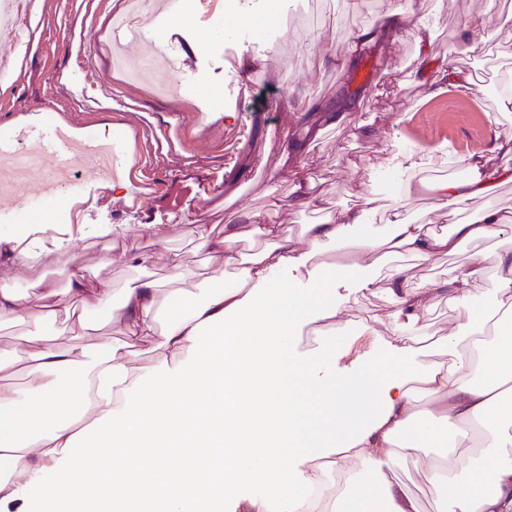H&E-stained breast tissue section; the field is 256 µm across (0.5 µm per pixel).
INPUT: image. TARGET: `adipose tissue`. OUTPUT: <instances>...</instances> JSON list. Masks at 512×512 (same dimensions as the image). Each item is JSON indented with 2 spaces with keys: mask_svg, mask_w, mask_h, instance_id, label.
Listing matches in <instances>:
<instances>
[{
  "mask_svg": "<svg viewBox=\"0 0 512 512\" xmlns=\"http://www.w3.org/2000/svg\"><path fill=\"white\" fill-rule=\"evenodd\" d=\"M478 181L441 179L428 189L449 228L434 231L407 209L405 184L390 204L384 235L368 232L363 201L339 219L310 180L291 185L278 208L310 209L323 220L292 237L261 213L228 224L222 235L198 225L209 246L204 288L187 293L179 254L167 252L170 288L144 275L114 287L73 278L82 311L117 321L127 341L56 347L33 354L27 382L0 387V512H422L420 502L385 473L443 449L447 466L428 475L434 512H512V454L502 431L512 426V332L479 325L512 315V250L474 252L457 275L435 288L413 287L404 267L365 279L393 305L382 350L302 356L297 335L309 321L349 309L337 299L344 269L373 258L428 261L512 228V211L488 207L469 219L472 199L512 183V171L485 165ZM264 239L252 257L239 242ZM495 267L493 298L481 316L470 285ZM443 294L464 315L442 346L447 364L417 360L413 337L424 311ZM54 288L30 309L13 283L0 282V321L30 319L32 339L59 311ZM150 345V367L128 363L131 346ZM58 376L56 389L41 386ZM101 396L79 424L73 411L87 385Z\"/></svg>",
  "mask_w": 512,
  "mask_h": 512,
  "instance_id": "ef3b65f1",
  "label": "adipose tissue"
}]
</instances>
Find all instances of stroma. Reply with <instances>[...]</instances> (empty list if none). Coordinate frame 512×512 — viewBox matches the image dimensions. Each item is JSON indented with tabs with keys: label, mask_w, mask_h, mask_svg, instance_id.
I'll return each instance as SVG.
<instances>
[{
	"label": "stroma",
	"mask_w": 512,
	"mask_h": 512,
	"mask_svg": "<svg viewBox=\"0 0 512 512\" xmlns=\"http://www.w3.org/2000/svg\"><path fill=\"white\" fill-rule=\"evenodd\" d=\"M196 2L194 15H160L153 23L173 50L177 86L172 93H160L147 80L130 82L125 71L112 68L109 16L123 11L125 0H36L28 13V45L9 56L0 71V130L39 127L52 119L83 134L111 127L121 146L119 176L131 184L129 199L116 200L111 180L87 174L81 190L91 204L82 223H57L55 213L47 211L43 229L33 230L24 242L9 221L18 210L16 199H0V280L16 279L19 291L32 299L42 282L57 291L61 314L42 326L45 345H57L68 326L64 312L73 303L67 288L74 276L118 286L138 276L129 255L154 252L139 237L138 225H162L198 286L207 275L209 254L196 226L206 224L219 233L244 212L258 211L267 223L299 236L303 225L316 221V213L271 207L272 199L299 178L327 190L341 212L367 196L387 199L408 180L472 176L474 156L512 168V152L491 149L494 140L512 139V112L498 111L497 98L483 86L446 85L434 93L421 74L427 59L512 78V0H412L413 12L394 40L376 47L373 58L381 67L357 94L356 104L289 162L281 158L282 146L303 123L292 110L294 91L317 101L340 100L347 70L362 65L351 54L353 33L379 25L391 0H364L359 8L353 0H241L240 15L280 18L273 43L257 32L231 41L212 23L223 14L224 0ZM424 25L431 35L422 43L417 30ZM470 30L481 39L475 52L461 43ZM441 149L446 156L439 166L391 167L395 156ZM102 224L118 227L119 235L98 237ZM28 241L38 244L44 264H17ZM511 244L512 238L495 236L449 257L412 260L408 275L413 286L427 288L455 276L473 252L493 253ZM107 248L112 261L105 264L101 254ZM369 275L366 269L344 271L355 287L351 310L322 325L317 335L303 325L300 352L311 355L350 342L362 347L356 337L362 319L386 329L393 310L388 296L379 288L356 287ZM459 317L460 307L448 295L423 313L416 343L420 361H446L439 342ZM442 459L431 448L418 465L396 464L387 477L426 502V471Z\"/></svg>",
	"instance_id": "35a3bbf8"
}]
</instances>
